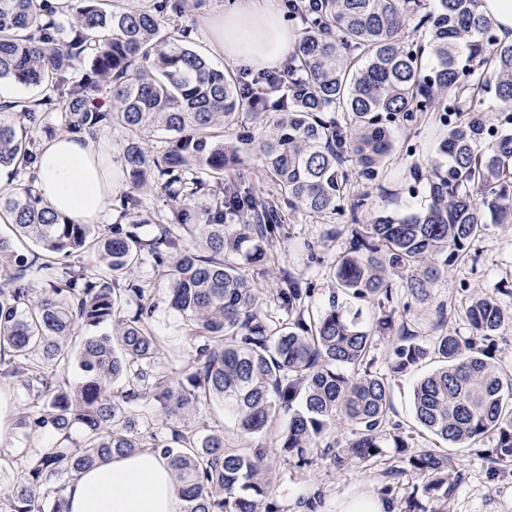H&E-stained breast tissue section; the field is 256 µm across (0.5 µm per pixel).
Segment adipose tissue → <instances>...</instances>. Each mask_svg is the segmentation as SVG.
<instances>
[{
  "label": "adipose tissue",
  "instance_id": "ef3b65f1",
  "mask_svg": "<svg viewBox=\"0 0 512 512\" xmlns=\"http://www.w3.org/2000/svg\"><path fill=\"white\" fill-rule=\"evenodd\" d=\"M210 47L236 66H278L294 33L276 0H232L219 21H207ZM33 189L55 212L78 222H95L112 200V176L98 161L94 139L62 135L43 143ZM69 512H185L175 477L161 452L146 448L113 458L68 477Z\"/></svg>",
  "mask_w": 512,
  "mask_h": 512
}]
</instances>
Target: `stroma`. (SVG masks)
Returning <instances> with one entry per match:
<instances>
[{
  "instance_id": "stroma-1",
  "label": "stroma",
  "mask_w": 512,
  "mask_h": 512,
  "mask_svg": "<svg viewBox=\"0 0 512 512\" xmlns=\"http://www.w3.org/2000/svg\"><path fill=\"white\" fill-rule=\"evenodd\" d=\"M394 135L398 143L412 142L414 155L397 152L377 180L363 182L360 192L366 194L371 211H385L404 215L420 205L421 200L409 196L405 190L412 166L427 167L434 156L439 130L431 119L421 120L415 127L398 126ZM288 239L282 245L277 260L262 269H250L248 278L256 287H276L282 271H290L313 290L310 305L323 310L334 288L330 262L349 241V231L342 220L323 219L298 211L288 219ZM135 279L149 288L155 305L153 329L157 336V365L159 376L175 380L181 378L185 366L195 352L180 318L169 305L167 280L162 268L153 262L142 263L134 272ZM490 295L512 311V224L489 225L485 234L470 247L467 256L455 260L448 267V275L433 288L432 303L423 306L409 302L403 318L411 331L423 338L434 336L436 305L446 309L445 327L448 334L470 337L473 331L463 316L470 299ZM430 363H422L406 374L392 377L390 416L403 431H411L412 392L415 381L430 371ZM224 424V443L229 448L276 445L277 433L238 435L233 418L225 413L220 403L203 406L177 416L178 426L206 432L216 422ZM494 439L483 440L481 448L465 452L458 478L452 482L447 498L420 494L423 512H512V468L493 465L485 456V449L494 447ZM401 459L394 451H387L378 462L364 466L350 465L340 469L330 462L299 468L280 460L275 464L280 484L277 502L286 512H294L299 496L315 488L323 489L325 501L322 512H339L344 498L362 497L388 489L392 512H404L409 477H400L397 484H388L386 468L400 466Z\"/></svg>"
}]
</instances>
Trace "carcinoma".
Segmentation results:
<instances>
[{
    "mask_svg": "<svg viewBox=\"0 0 512 512\" xmlns=\"http://www.w3.org/2000/svg\"><path fill=\"white\" fill-rule=\"evenodd\" d=\"M482 0H285L288 21L301 26L288 55V83L247 89L241 75L214 67L179 24L187 0H77L68 26L56 23L50 0H0V81L41 90L37 98L0 102V167L32 176L39 153L27 129L45 128L60 111L73 134L95 139L107 128L127 133L124 169L135 187L159 189L177 202L170 221L155 223L143 199L121 198L111 235L73 224L49 210L31 186L0 195V378L15 379L37 405L16 425L47 430L53 444L36 452L1 448L0 512H67L57 481L115 456L144 448V432L128 410L156 403L165 417L215 398L232 411L242 435L288 423L276 453L300 466L328 459L342 469L367 464L393 448L416 484L405 512H422L418 490L448 497L453 458L417 448L390 417V378L372 371L375 336L392 341L390 373L431 358L438 366L413 391L416 423L450 448L494 436L485 450L495 465L512 463V369L493 362L489 345L443 333L423 341L400 310L401 294L432 299L448 265L467 253L490 224H512V42L501 40ZM416 21L412 29L407 22ZM102 82L112 109L86 100ZM491 95L496 108L475 100ZM248 112L253 130L226 141ZM342 114V121L328 116ZM433 115L446 128L427 170L415 166L410 194L423 206L407 215L361 223L366 195L342 174L378 177L395 150L394 126ZM168 136L152 151L146 137ZM257 152L268 177L251 181L244 154ZM214 196L200 210L194 201ZM295 211L347 218L350 238L330 269L342 295L375 310L374 328L359 323L336 295L317 316L312 288L289 272L271 291L288 319L269 325L263 298L245 269L272 260ZM234 220L229 224L226 219ZM199 241L191 250L171 230ZM28 238L50 254H84L76 267L51 258L37 267L48 288L34 294L31 265L16 255ZM149 257L168 268L171 308L198 341L183 378H157L154 304L129 276ZM135 305L134 313L123 314ZM487 340L507 317L496 298L477 296L465 310ZM112 324V335L79 336ZM77 359L80 382L67 368ZM126 379L120 395L110 386ZM353 427L345 448L326 441L337 425ZM82 433V440L73 438ZM155 444L174 470L186 512H280L268 450L227 448L220 430L204 438L169 426ZM324 492L296 501L298 512H321Z\"/></svg>",
    "mask_w": 512,
    "mask_h": 512,
    "instance_id": "carcinoma-1",
    "label": "carcinoma"
}]
</instances>
